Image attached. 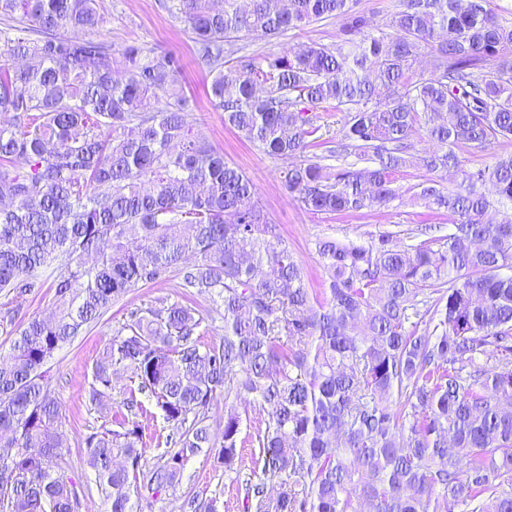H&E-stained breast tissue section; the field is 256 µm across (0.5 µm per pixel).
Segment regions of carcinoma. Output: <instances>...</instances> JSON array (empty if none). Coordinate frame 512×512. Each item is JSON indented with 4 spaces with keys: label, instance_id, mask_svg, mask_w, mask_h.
I'll return each mask as SVG.
<instances>
[{
    "label": "carcinoma",
    "instance_id": "carcinoma-1",
    "mask_svg": "<svg viewBox=\"0 0 512 512\" xmlns=\"http://www.w3.org/2000/svg\"><path fill=\"white\" fill-rule=\"evenodd\" d=\"M190 29L224 124L277 159L329 144L318 117L346 114L334 151L378 161L332 173L318 156L286 167L291 196L317 213L352 214L395 197L404 167H453L419 195L452 231L399 249L384 231L366 244L318 241L327 288H309L250 178L192 134L180 61L127 45L114 60L97 38L96 0H0V291L21 299L53 267L55 311L33 318L0 359V496L10 512H79L61 451V406L42 367L130 291L173 269L186 295L217 296L224 338L203 345L212 316L189 301L132 311L93 367L97 399L112 369L137 380L175 447L143 469L142 403L87 436L110 512H136L143 492L174 491L189 457L215 453L240 473L243 415L207 424L217 394L267 411L257 479L244 512H512V220H485L477 184L512 200V155L466 168L458 150L512 137V26L490 0H400L390 32L363 34L353 0H160ZM341 17L344 51L302 44L257 62L241 33L275 37ZM17 35L9 36V31ZM438 59L416 73L418 53ZM125 73L117 79L114 63ZM436 150L412 154L411 139ZM400 400L393 408L390 398ZM123 459V464L116 463ZM277 495L268 494V486ZM217 512V500L186 501Z\"/></svg>",
    "mask_w": 512,
    "mask_h": 512
}]
</instances>
